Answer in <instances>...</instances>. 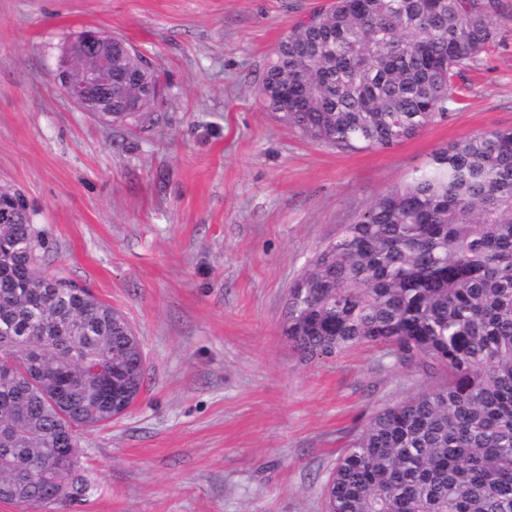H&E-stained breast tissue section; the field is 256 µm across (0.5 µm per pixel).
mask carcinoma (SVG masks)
Returning <instances> with one entry per match:
<instances>
[{
	"mask_svg": "<svg viewBox=\"0 0 512 512\" xmlns=\"http://www.w3.org/2000/svg\"><path fill=\"white\" fill-rule=\"evenodd\" d=\"M494 0H334L278 43L257 99L301 137L385 150L448 117L456 77L496 42ZM85 32L59 63L89 66ZM129 99L140 101L125 111ZM158 101L127 83L110 122ZM0 194V502L61 512L92 490L65 439L114 421L105 372L141 393L145 356L112 304L47 273L48 242ZM284 333L304 358L367 345L439 379L373 413L336 462L326 512H512V128L464 135L345 225L288 288Z\"/></svg>",
	"mask_w": 512,
	"mask_h": 512,
	"instance_id": "obj_1",
	"label": "carcinoma"
}]
</instances>
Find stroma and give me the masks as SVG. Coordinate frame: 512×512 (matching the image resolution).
<instances>
[{
  "label": "stroma",
  "mask_w": 512,
  "mask_h": 512,
  "mask_svg": "<svg viewBox=\"0 0 512 512\" xmlns=\"http://www.w3.org/2000/svg\"><path fill=\"white\" fill-rule=\"evenodd\" d=\"M331 0H0V188L42 267L122 310L146 356L130 412L84 436L69 512H323L340 453L424 374L361 346L302 359L289 285L371 202L464 135L512 127V0L446 120L388 150L301 138L256 101L277 43ZM93 27L156 67L153 122L103 126L54 80ZM89 31L76 33L74 38L62 47L59 64L67 67L90 66L92 64V59L83 53L85 50L83 47L84 36Z\"/></svg>",
  "instance_id": "stroma-1"
}]
</instances>
